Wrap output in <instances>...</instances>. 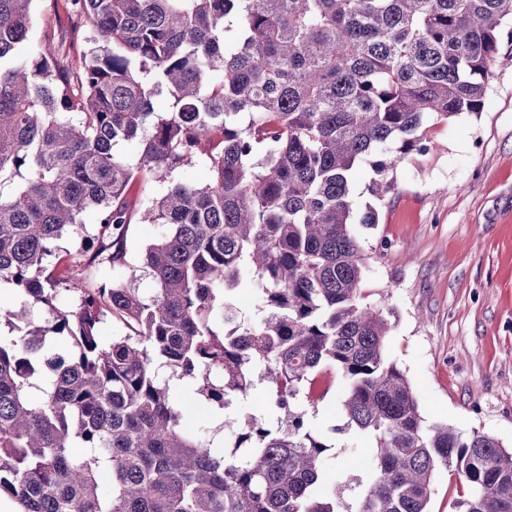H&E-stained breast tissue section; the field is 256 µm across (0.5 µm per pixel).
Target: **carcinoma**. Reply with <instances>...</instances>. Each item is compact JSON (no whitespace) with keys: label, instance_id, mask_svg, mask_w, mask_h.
<instances>
[{"label":"carcinoma","instance_id":"cac0c4a2","mask_svg":"<svg viewBox=\"0 0 512 512\" xmlns=\"http://www.w3.org/2000/svg\"><path fill=\"white\" fill-rule=\"evenodd\" d=\"M32 2L0 0V285L22 297L0 308L18 332L0 336V497L18 512H430L445 468L467 488L456 512H512V449L428 423L388 360L351 227L357 167L380 197L428 150L427 119L483 110L512 0H77L92 36L76 70L51 29L29 43ZM130 141L134 164L114 154ZM198 160L206 183L178 177ZM146 176L167 192L146 200ZM137 223L162 228L132 269L148 297L96 278L128 264ZM65 235L84 240L67 259ZM249 284L248 323L231 295ZM108 315L128 333L102 346ZM163 367L233 414L223 444ZM327 371L343 386L332 431L373 444L351 497L326 486L331 445L310 423ZM260 384L265 414L239 410Z\"/></svg>","mask_w":512,"mask_h":512}]
</instances>
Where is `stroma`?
I'll return each instance as SVG.
<instances>
[{
    "label": "stroma",
    "mask_w": 512,
    "mask_h": 512,
    "mask_svg": "<svg viewBox=\"0 0 512 512\" xmlns=\"http://www.w3.org/2000/svg\"><path fill=\"white\" fill-rule=\"evenodd\" d=\"M31 41L53 25L52 55L79 62L89 30L74 0H33ZM430 148L410 155L384 196L371 191L370 166L352 176L355 225L367 257L360 301L390 311L386 355L406 374L427 422L479 431L512 448V46L502 45L487 80L482 112L427 123ZM156 224L129 227V264L101 278L133 279L151 295L152 279L131 275L138 247ZM328 481L365 473L370 443L331 436Z\"/></svg>",
    "instance_id": "1"
}]
</instances>
